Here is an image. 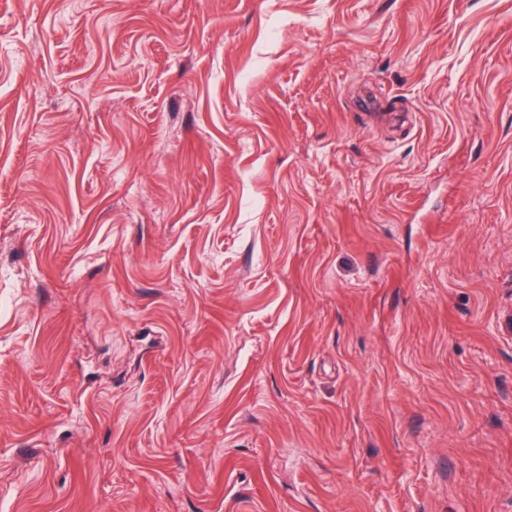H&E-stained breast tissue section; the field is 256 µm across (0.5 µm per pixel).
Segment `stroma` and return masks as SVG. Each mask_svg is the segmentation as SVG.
<instances>
[{
  "mask_svg": "<svg viewBox=\"0 0 512 512\" xmlns=\"http://www.w3.org/2000/svg\"><path fill=\"white\" fill-rule=\"evenodd\" d=\"M512 0H0V512H512Z\"/></svg>",
  "mask_w": 512,
  "mask_h": 512,
  "instance_id": "obj_1",
  "label": "stroma"
}]
</instances>
